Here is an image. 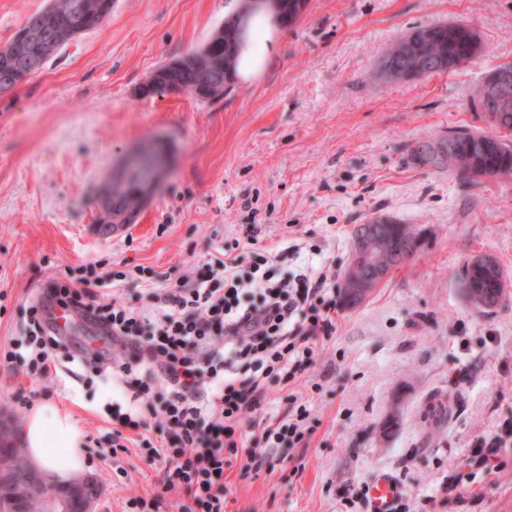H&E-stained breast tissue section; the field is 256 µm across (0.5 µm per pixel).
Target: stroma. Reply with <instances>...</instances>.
<instances>
[{
  "instance_id": "1",
  "label": "stroma",
  "mask_w": 512,
  "mask_h": 512,
  "mask_svg": "<svg viewBox=\"0 0 512 512\" xmlns=\"http://www.w3.org/2000/svg\"><path fill=\"white\" fill-rule=\"evenodd\" d=\"M234 0H114L111 15L0 94V348L23 338L51 281L124 272L118 301L149 305L152 268L173 284L217 249L276 254L275 278L326 262L342 276L352 230L383 214L423 231L418 253L360 304L307 374L269 383L265 416L307 404L304 448H272L259 475L228 476L226 512H368L362 489L392 475L407 512H512V451L502 468L466 457L512 418V301L473 310L459 284L473 256L512 277V175L462 188L454 171L415 165L411 144L468 127L493 132L473 90L512 62V0H308L271 28L260 69L210 103L146 95L161 63L208 41ZM461 22L482 53L426 81L380 82L386 50L412 28ZM172 164L134 223L98 233L99 188L127 149L156 140ZM85 431L96 512H124L158 473L138 448L111 453L112 390L59 359L56 377L0 365V413L24 430L44 398Z\"/></svg>"
}]
</instances>
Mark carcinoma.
<instances>
[{
    "label": "carcinoma",
    "instance_id": "carcinoma-1",
    "mask_svg": "<svg viewBox=\"0 0 512 512\" xmlns=\"http://www.w3.org/2000/svg\"><path fill=\"white\" fill-rule=\"evenodd\" d=\"M236 8L224 16L222 23L213 35L219 36L217 44L203 68L190 62H182L177 67L163 64L155 69L152 79L143 88L145 94H165L175 91L194 93L203 91L199 98L214 102L228 96L234 89L239 74L241 58L248 48L255 46L261 20L274 26L290 28L298 21L299 6L308 0H267L266 9L255 8V0H236ZM51 13L47 17L43 11L31 13L23 24L33 31L44 34L56 28H66L72 19H83V31L96 29L112 13V0H55L46 8ZM482 53V43L478 34L463 23H436L411 29L387 52L393 58L390 76L396 80H420L439 73H453ZM24 58L3 67L0 65V93L13 89L18 82L28 77ZM490 121L498 129L512 131V102L498 107ZM444 150L428 163L422 160L416 146H411L410 158L419 167H446L454 171L459 182L466 186H476L484 180L504 175H512V142L488 133L466 129L452 130L438 139ZM144 169L137 164L126 173L125 187L113 203L115 219L120 214H136L147 201L143 185ZM383 219L395 224L393 236L397 239L399 253L410 257L418 252L422 242L419 232L387 215ZM503 269L499 261L491 255H483L472 266H463L460 285L470 282L478 285L474 291H464L469 303L477 310L490 313L497 308L504 295L496 285ZM17 495L26 501V512H44L45 498L53 495L49 488L41 496L26 495L23 480L17 479Z\"/></svg>",
    "mask_w": 512,
    "mask_h": 512
}]
</instances>
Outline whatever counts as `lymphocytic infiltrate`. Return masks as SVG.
<instances>
[{
	"mask_svg": "<svg viewBox=\"0 0 512 512\" xmlns=\"http://www.w3.org/2000/svg\"><path fill=\"white\" fill-rule=\"evenodd\" d=\"M274 258L253 250L248 272L237 260L213 256L201 277L151 294L147 309L102 301L109 275L80 286L51 287L30 308L24 350L0 360L50 374L58 350L69 362L100 372L133 392L134 404L112 401V420L139 433L143 451L159 463L162 478L150 493L132 497L127 512H160L167 494L182 496L180 512H224L232 467L260 471L262 446L244 447L242 423L261 410L266 386L292 382L312 367L319 342L335 332V288L322 269L272 280ZM67 308L106 336L105 348H68L53 326L51 309ZM305 405L292 406L277 428L264 429V443L304 445L311 429ZM159 425L166 437L151 440Z\"/></svg>",
	"mask_w": 512,
	"mask_h": 512,
	"instance_id": "f902f5d3",
	"label": "lymphocytic infiltrate"
}]
</instances>
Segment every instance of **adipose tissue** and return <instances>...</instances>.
Returning <instances> with one entry per match:
<instances>
[{
  "label": "adipose tissue",
  "mask_w": 512,
  "mask_h": 512,
  "mask_svg": "<svg viewBox=\"0 0 512 512\" xmlns=\"http://www.w3.org/2000/svg\"><path fill=\"white\" fill-rule=\"evenodd\" d=\"M83 441V430L73 415L54 402L37 405L25 425L29 458L60 484L86 468Z\"/></svg>",
  "instance_id": "1"
}]
</instances>
